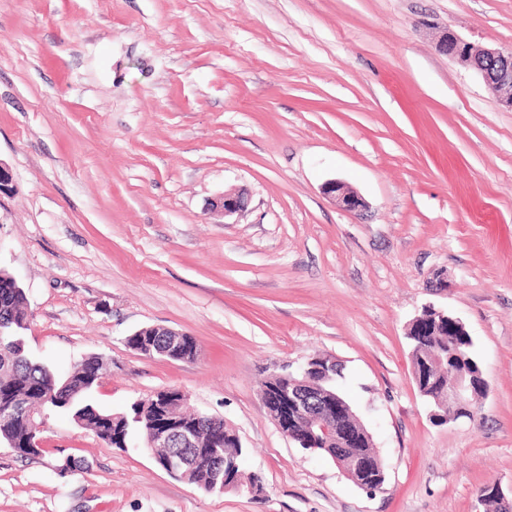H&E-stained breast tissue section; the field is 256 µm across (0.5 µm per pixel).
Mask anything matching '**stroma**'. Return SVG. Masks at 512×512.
I'll return each instance as SVG.
<instances>
[{"label": "stroma", "mask_w": 512, "mask_h": 512, "mask_svg": "<svg viewBox=\"0 0 512 512\" xmlns=\"http://www.w3.org/2000/svg\"><path fill=\"white\" fill-rule=\"evenodd\" d=\"M450 30L512 50V0H0V267L29 355L60 375L101 357L112 413L184 391L266 489L204 492L48 409L41 455L0 444V512H483L480 488L512 489V112L441 51ZM238 189L245 212L212 210ZM429 304L473 339L476 419L434 423L416 388L406 327ZM147 326L197 358L131 349ZM314 354L345 366L378 491L260 398ZM324 194L344 211L361 215L367 210L368 204L358 192L336 180L325 184Z\"/></svg>", "instance_id": "stroma-1"}]
</instances>
